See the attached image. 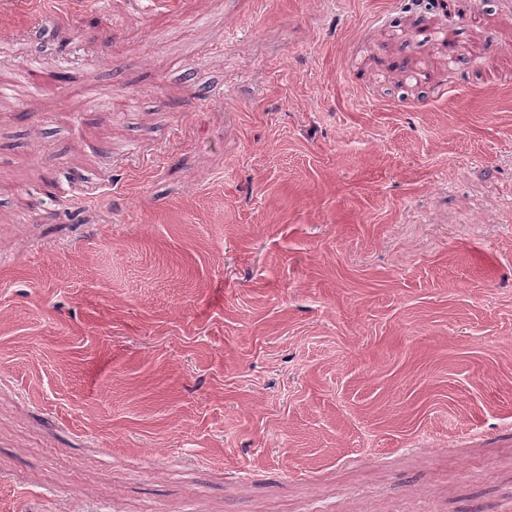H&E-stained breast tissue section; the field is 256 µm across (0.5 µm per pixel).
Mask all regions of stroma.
<instances>
[{
  "instance_id": "stroma-1",
  "label": "stroma",
  "mask_w": 512,
  "mask_h": 512,
  "mask_svg": "<svg viewBox=\"0 0 512 512\" xmlns=\"http://www.w3.org/2000/svg\"><path fill=\"white\" fill-rule=\"evenodd\" d=\"M1 73L0 512H512V0H0Z\"/></svg>"
}]
</instances>
